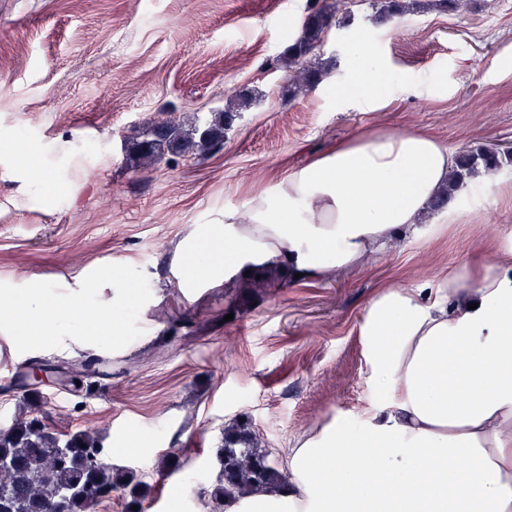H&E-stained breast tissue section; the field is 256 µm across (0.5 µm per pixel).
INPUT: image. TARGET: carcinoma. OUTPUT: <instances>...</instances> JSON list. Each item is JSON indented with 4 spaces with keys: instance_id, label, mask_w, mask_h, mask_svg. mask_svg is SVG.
I'll list each match as a JSON object with an SVG mask.
<instances>
[{
    "instance_id": "obj_1",
    "label": "carcinoma",
    "mask_w": 512,
    "mask_h": 512,
    "mask_svg": "<svg viewBox=\"0 0 512 512\" xmlns=\"http://www.w3.org/2000/svg\"><path fill=\"white\" fill-rule=\"evenodd\" d=\"M420 0H375L378 17L391 19L417 11ZM335 14L323 7H310L301 20L298 37L280 55L298 88H315L330 70L312 65L333 27ZM246 94L230 96L224 107L201 118H182L149 128V139L137 144L147 162L164 151L174 154L219 151L238 112L246 106ZM512 165V148L480 146L459 153L448 173L447 192L435 199L441 208L453 200L480 173L497 172ZM103 448L86 432L63 436L37 418L15 417L0 421V504L8 512H54L68 496L67 512H84L90 497L128 489L127 471L112 467L101 458ZM220 472L208 491L211 512H219L228 500L265 493L285 481V475L269 455L255 448L251 424L240 423L224 432L217 449Z\"/></svg>"
}]
</instances>
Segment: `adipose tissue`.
<instances>
[{
	"mask_svg": "<svg viewBox=\"0 0 512 512\" xmlns=\"http://www.w3.org/2000/svg\"><path fill=\"white\" fill-rule=\"evenodd\" d=\"M453 159L420 131L354 135L256 196L245 216L192 231L176 288L267 265L303 279L361 267L422 222ZM13 328L59 344L76 292L13 291ZM384 401L288 453V483L226 512H512V256L464 264L428 288L374 297L360 326Z\"/></svg>",
	"mask_w": 512,
	"mask_h": 512,
	"instance_id": "adipose-tissue-1",
	"label": "adipose tissue"
}]
</instances>
